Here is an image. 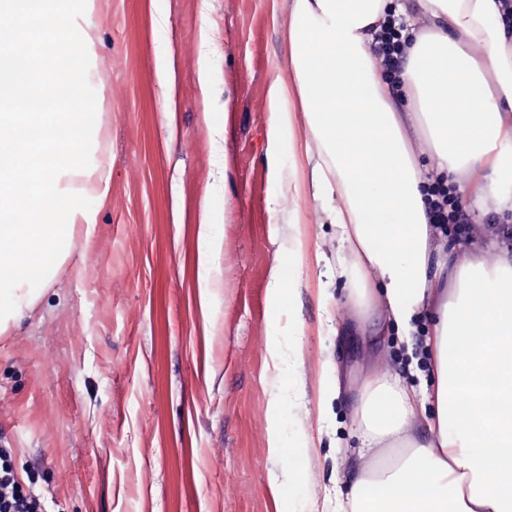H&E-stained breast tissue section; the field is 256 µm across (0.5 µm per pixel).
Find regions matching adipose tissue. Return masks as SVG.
Returning <instances> with one entry per match:
<instances>
[{"label": "adipose tissue", "instance_id": "adipose-tissue-1", "mask_svg": "<svg viewBox=\"0 0 512 512\" xmlns=\"http://www.w3.org/2000/svg\"><path fill=\"white\" fill-rule=\"evenodd\" d=\"M95 0H0V13L50 26L57 46L88 65ZM390 0H288L291 83L270 89V141L305 120L307 183L328 201L350 255L359 306L378 303L374 341L403 331L409 375L434 373L432 389L387 375L358 390L367 447L402 444L378 463L350 464L353 512H512V246L482 228L512 212V19L498 0H403L415 22L399 84L374 55ZM54 60L0 49V103L28 77L25 112H0V334L28 318L92 228L87 195H107L111 168L80 137L103 108L102 89L60 97ZM298 100L299 112L287 110ZM456 182L479 226L466 240L428 219L430 183ZM63 214L64 223L53 221ZM219 240L209 215L196 232L201 302L210 299Z\"/></svg>", "mask_w": 512, "mask_h": 512}]
</instances>
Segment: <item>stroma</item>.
<instances>
[{
    "instance_id": "stroma-1",
    "label": "stroma",
    "mask_w": 512,
    "mask_h": 512,
    "mask_svg": "<svg viewBox=\"0 0 512 512\" xmlns=\"http://www.w3.org/2000/svg\"><path fill=\"white\" fill-rule=\"evenodd\" d=\"M90 23V72L55 78L75 95L89 80L103 88L110 188L86 200L90 240L75 239L31 316L0 335V460L22 491L43 494L45 512H341L348 459L374 457L356 392L401 372L403 357L371 346L347 279L320 301L315 256L342 261L336 227L319 223L313 198L280 193L265 166L269 87L291 77L285 0H97ZM204 197L222 239L206 307L193 269ZM296 206L299 226L288 222ZM299 239L301 282L280 312L269 269ZM276 329L302 357L275 378ZM279 387L290 392L280 410L290 471L268 446ZM273 470L287 503L268 487Z\"/></svg>"
}]
</instances>
